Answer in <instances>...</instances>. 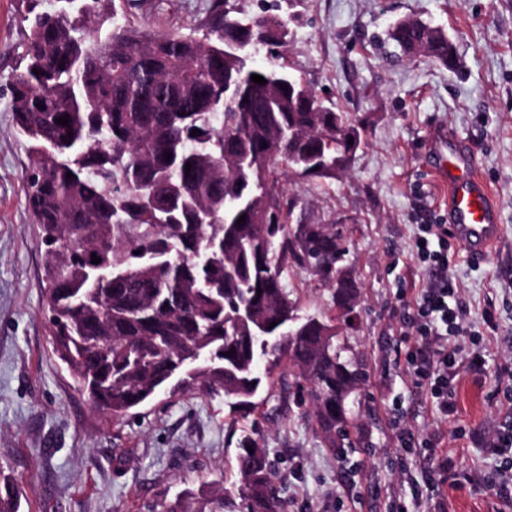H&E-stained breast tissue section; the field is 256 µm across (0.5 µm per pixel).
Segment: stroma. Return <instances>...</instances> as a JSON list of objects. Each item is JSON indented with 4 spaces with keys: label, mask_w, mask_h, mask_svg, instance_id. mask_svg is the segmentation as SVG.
<instances>
[{
    "label": "stroma",
    "mask_w": 512,
    "mask_h": 512,
    "mask_svg": "<svg viewBox=\"0 0 512 512\" xmlns=\"http://www.w3.org/2000/svg\"><path fill=\"white\" fill-rule=\"evenodd\" d=\"M211 0H115L119 21L196 32ZM238 11L288 22L280 61L324 105L359 122L362 146L336 177L291 175L296 224H332L349 247L358 288L338 342L364 373L351 412L348 459L324 447L298 408L292 375L270 398L231 409L199 385L160 393L122 418L95 410L52 345L40 229L23 192L28 143L10 112L9 79L25 39L23 0H0V474L22 487L19 512H159L183 489L238 485L243 433L268 448L287 512H512L493 486L512 428V0H236ZM442 27L458 44L450 71L407 58L388 38L399 19ZM466 144L493 192L503 233L482 261L448 241V274L466 314L448 339L457 359L452 407L441 413L408 364L421 339L412 323L426 284L414 241L448 221L432 174L431 135ZM299 315L334 309L333 290L289 266ZM494 302L496 329L481 309ZM482 366L468 362L472 350ZM411 445H404V435Z\"/></svg>",
    "instance_id": "35a3bbf8"
}]
</instances>
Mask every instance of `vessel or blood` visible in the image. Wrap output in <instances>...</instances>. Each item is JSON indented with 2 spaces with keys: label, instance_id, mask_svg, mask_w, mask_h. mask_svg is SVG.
I'll use <instances>...</instances> for the list:
<instances>
[{
  "label": "vessel or blood",
  "instance_id": "vessel-or-blood-1",
  "mask_svg": "<svg viewBox=\"0 0 512 512\" xmlns=\"http://www.w3.org/2000/svg\"><path fill=\"white\" fill-rule=\"evenodd\" d=\"M433 174L448 192V213L456 236L472 259L484 257L501 234L491 193L480 178L471 154L456 146L455 137L434 134Z\"/></svg>",
  "mask_w": 512,
  "mask_h": 512
}]
</instances>
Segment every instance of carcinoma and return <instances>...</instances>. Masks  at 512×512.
Here are the masks:
<instances>
[{
	"label": "carcinoma",
	"instance_id": "cac0c4a2",
	"mask_svg": "<svg viewBox=\"0 0 512 512\" xmlns=\"http://www.w3.org/2000/svg\"><path fill=\"white\" fill-rule=\"evenodd\" d=\"M28 2L11 112L28 142L23 190L45 246L50 333L78 388L114 418L188 378L234 408L272 391L285 363L308 385L322 444L350 445L361 372L336 345V316L298 317L282 282L292 264L311 269L348 321L357 286L347 249L332 226L289 224L281 198L289 174L335 176L362 143L359 126L314 95L297 98L286 66L224 53L257 38L273 54L286 24L230 16L213 0L196 37L120 25L115 0H61L53 12ZM389 39L457 67L455 41L427 21L401 19ZM230 80L248 105L225 94ZM65 115L69 125L55 122ZM93 266L112 278L93 285ZM236 469L239 489L217 487L207 512H284L259 438L240 439ZM190 499L182 491L162 512H197Z\"/></svg>",
	"mask_w": 512,
	"mask_h": 512
}]
</instances>
